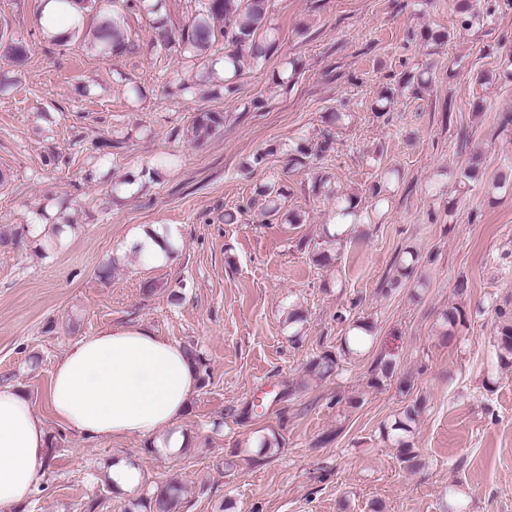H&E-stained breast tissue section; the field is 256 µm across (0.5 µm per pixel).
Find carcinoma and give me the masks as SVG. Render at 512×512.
<instances>
[{
    "instance_id": "1",
    "label": "carcinoma",
    "mask_w": 512,
    "mask_h": 512,
    "mask_svg": "<svg viewBox=\"0 0 512 512\" xmlns=\"http://www.w3.org/2000/svg\"><path fill=\"white\" fill-rule=\"evenodd\" d=\"M78 3L82 9L71 36L82 37L88 41L95 52L108 58L127 50L129 46V28L127 23L111 14L96 12V0H58L60 9H66L71 3ZM122 9L128 12L140 11L147 14L161 9L159 0H121ZM271 0H197L195 14L182 29L175 32L166 28L162 22H156V44L165 50L171 48L188 63L211 56L216 36L224 39V55L211 60V66L205 71L204 78L211 82L223 84L224 95L234 96L239 90L238 79L247 69L262 66L275 51L279 42L276 29L268 23ZM299 72L295 59L286 58L281 70L273 73L272 84L279 89H288L294 84ZM429 83V71L423 69L411 71L404 75L397 88L385 89L375 101L374 111L386 113L394 107L398 93L406 88L419 89ZM224 125V116L218 112H198L195 114L189 135L191 141L202 144L217 134ZM333 143V133L328 131L316 149L304 145L297 147L291 154L289 162L303 165L307 159L315 158L329 149ZM479 173V162L474 159L457 173L456 185L463 189L475 180ZM400 178V171L387 169L381 173L379 180L372 187V209L360 205L358 197L341 192L332 187L331 182L319 178L314 184V192L333 202L335 223L324 230L322 245L325 249L314 254V261H328L329 249L342 246L348 236L350 226L371 222V212L383 209L389 203L391 193ZM259 195L264 197L262 216L271 217L280 213L286 191L273 184L260 188ZM419 263L417 250L409 247L401 254L397 275L387 283V288L399 286L401 279L409 277ZM497 324V358L504 367L512 366V308L499 307L495 310ZM336 320L346 324L345 336L341 338L340 354L325 351L308 363V372L325 377L338 368L340 357L356 358L370 345L372 326L364 319L353 318L347 311L336 312ZM465 321L462 307L451 306L441 313L438 336L448 341L458 331V326ZM189 359L198 374L199 386L206 385L207 369L205 357L193 345L186 347ZM397 363L392 358H380L376 361L379 385L386 378L393 377ZM424 408L420 398L406 405L401 413L383 429L384 438L391 441L398 450V457L403 467L417 472L423 467L420 450L414 447L413 430ZM184 493L183 484L177 479H170L160 486L151 496L139 499L135 506L145 512H179Z\"/></svg>"
}]
</instances>
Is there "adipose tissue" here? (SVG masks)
I'll return each instance as SVG.
<instances>
[{
    "label": "adipose tissue",
    "instance_id": "adipose-tissue-1",
    "mask_svg": "<svg viewBox=\"0 0 512 512\" xmlns=\"http://www.w3.org/2000/svg\"><path fill=\"white\" fill-rule=\"evenodd\" d=\"M197 386L182 346L147 326L116 324L74 342L57 359L48 404L83 439L139 434L172 454L185 444L177 427ZM47 447L27 399L0 386V512L34 493Z\"/></svg>",
    "mask_w": 512,
    "mask_h": 512
}]
</instances>
